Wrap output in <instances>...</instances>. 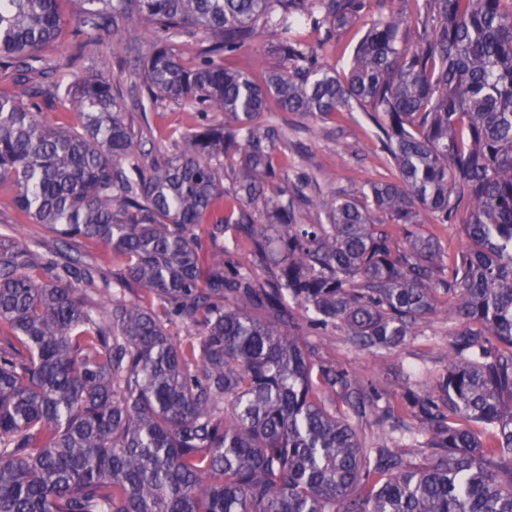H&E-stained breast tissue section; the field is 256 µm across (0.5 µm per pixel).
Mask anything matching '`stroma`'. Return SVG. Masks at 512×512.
Wrapping results in <instances>:
<instances>
[{
	"instance_id": "1",
	"label": "stroma",
	"mask_w": 512,
	"mask_h": 512,
	"mask_svg": "<svg viewBox=\"0 0 512 512\" xmlns=\"http://www.w3.org/2000/svg\"><path fill=\"white\" fill-rule=\"evenodd\" d=\"M153 138L146 150L169 153L174 149L171 134L186 130L200 119L188 107L166 104L148 115ZM261 124L275 126L288 137L284 159L289 174L305 173L311 179L307 194L310 204L300 206L297 219L303 224L317 222L315 199L331 195H359L369 181H394L398 173L383 164L381 144L363 112H336L317 118L297 112H266ZM309 343L321 355L336 360L355 372L366 384L382 394L399 397V377L409 367L441 371L448 365V323L437 316L422 324L417 336L397 350L359 351L354 349L340 330L322 334L307 333Z\"/></svg>"
}]
</instances>
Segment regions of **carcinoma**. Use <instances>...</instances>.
Instances as JSON below:
<instances>
[{
  "mask_svg": "<svg viewBox=\"0 0 512 512\" xmlns=\"http://www.w3.org/2000/svg\"><path fill=\"white\" fill-rule=\"evenodd\" d=\"M368 2L0 0V185L120 258L105 272L0 233V512H512V0H376L340 78L318 49ZM135 18L154 36L142 64L48 66L64 37L84 60L134 50ZM263 33L264 82L225 67ZM271 99L368 113L399 182L298 223L308 178L288 184L282 136L257 125ZM164 103L202 123L149 158L131 117ZM464 203L449 260L424 213L446 224ZM442 297L448 369L402 408L304 340L341 326L397 348ZM176 323L197 334L173 340Z\"/></svg>",
  "mask_w": 512,
  "mask_h": 512,
  "instance_id": "1",
  "label": "carcinoma"
}]
</instances>
